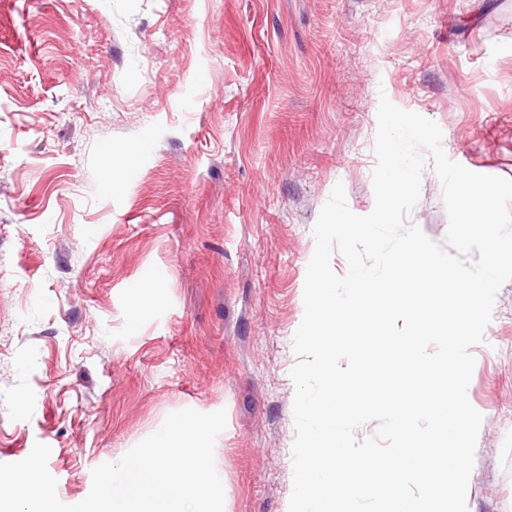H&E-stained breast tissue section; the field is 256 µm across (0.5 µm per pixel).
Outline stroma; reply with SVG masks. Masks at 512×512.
<instances>
[{
    "instance_id": "stroma-1",
    "label": "stroma",
    "mask_w": 512,
    "mask_h": 512,
    "mask_svg": "<svg viewBox=\"0 0 512 512\" xmlns=\"http://www.w3.org/2000/svg\"><path fill=\"white\" fill-rule=\"evenodd\" d=\"M510 44L512 0H0V463L48 445L71 505L222 409L224 512H288L318 215L373 210L383 96L512 179ZM406 222L443 242L433 171ZM472 353L468 512H512V282Z\"/></svg>"
}]
</instances>
